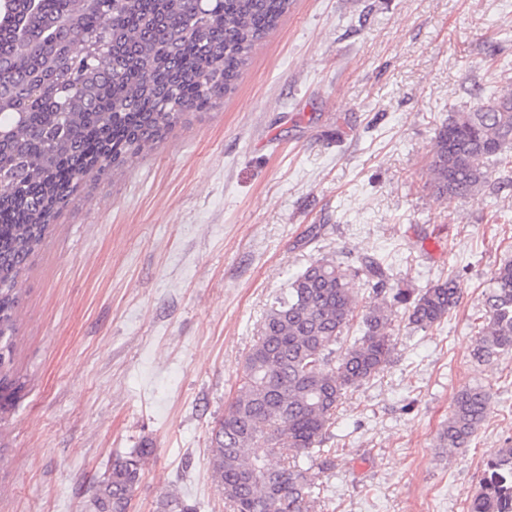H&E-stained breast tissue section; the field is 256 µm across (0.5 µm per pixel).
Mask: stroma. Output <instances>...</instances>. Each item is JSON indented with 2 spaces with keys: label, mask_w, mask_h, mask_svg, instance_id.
Masks as SVG:
<instances>
[{
  "label": "stroma",
  "mask_w": 512,
  "mask_h": 512,
  "mask_svg": "<svg viewBox=\"0 0 512 512\" xmlns=\"http://www.w3.org/2000/svg\"><path fill=\"white\" fill-rule=\"evenodd\" d=\"M512 89V0H294L236 91L117 175L84 178L22 281L0 405V512H93L115 455L151 443L131 512L168 493L225 512L211 432L276 294L311 261L369 254L414 291L455 278L427 330L394 318L383 373L343 399L315 512H467L512 446V355L475 362L485 288L512 259V166L486 187L426 184L437 127ZM480 385L466 448L438 433ZM489 407V395L481 387H465L455 396L448 420L439 432V448L453 453L468 447L484 421Z\"/></svg>",
  "instance_id": "1"
}]
</instances>
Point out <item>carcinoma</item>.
I'll return each instance as SVG.
<instances>
[{
  "instance_id": "obj_1",
  "label": "carcinoma",
  "mask_w": 512,
  "mask_h": 512,
  "mask_svg": "<svg viewBox=\"0 0 512 512\" xmlns=\"http://www.w3.org/2000/svg\"><path fill=\"white\" fill-rule=\"evenodd\" d=\"M293 0H97L77 14L60 40L68 64L52 91L0 102V389L16 392L14 346L30 259L78 183L79 171L118 173L153 148L193 111L232 93L255 44L288 14ZM72 9V0H41L40 18ZM41 64L14 56L17 78ZM512 164V89L456 112L437 129L428 163L440 196L466 197L488 183L487 163ZM371 288L360 335L340 346L355 318L354 281ZM459 299L454 278L412 293L390 284L382 262L358 266L332 258L310 263L276 295L244 357L235 397L211 433L210 464L230 512H314V477L297 454L332 469L321 448L342 399L390 362L394 308L424 330ZM473 358L512 354V262L485 289ZM489 395L465 387L439 432V447H468L484 421ZM152 449L116 456L93 490L94 512H129L131 491ZM467 512H512V447L484 464Z\"/></svg>"
}]
</instances>
